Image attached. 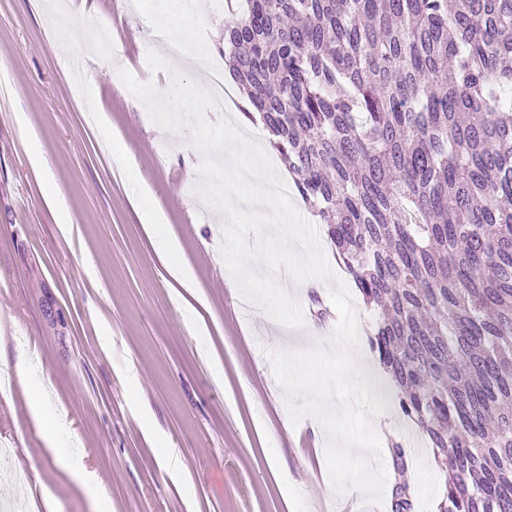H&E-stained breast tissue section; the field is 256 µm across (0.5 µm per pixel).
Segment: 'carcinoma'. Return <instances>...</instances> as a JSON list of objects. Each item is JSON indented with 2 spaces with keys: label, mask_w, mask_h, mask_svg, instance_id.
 Here are the masks:
<instances>
[{
  "label": "carcinoma",
  "mask_w": 512,
  "mask_h": 512,
  "mask_svg": "<svg viewBox=\"0 0 512 512\" xmlns=\"http://www.w3.org/2000/svg\"><path fill=\"white\" fill-rule=\"evenodd\" d=\"M224 60L379 313L439 512H512V0H246Z\"/></svg>",
  "instance_id": "cac0c4a2"
}]
</instances>
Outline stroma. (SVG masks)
<instances>
[{"label": "stroma", "instance_id": "obj_1", "mask_svg": "<svg viewBox=\"0 0 512 512\" xmlns=\"http://www.w3.org/2000/svg\"><path fill=\"white\" fill-rule=\"evenodd\" d=\"M189 28L224 61L225 10L197 0ZM69 22L85 36L107 34L120 57L81 55L91 83L74 79L53 30ZM155 0H0V81L13 90L0 109V496L16 512H351L326 465L333 438L313 415L292 424L270 354L336 349L331 293L347 282L324 224L291 203L318 235L332 272L321 290L298 298L302 322L277 323L239 289L221 253L226 223L194 203L190 168L202 159L191 137L176 140L124 85L172 76L149 33ZM106 114L88 126L86 111ZM162 214L170 260L145 217ZM192 273L191 286L169 264ZM357 347L384 402L385 436L401 440L407 469L389 448L383 502L399 478L414 488L412 512H437L445 477L418 427L405 417L369 340L376 319L348 288ZM25 353L37 380L21 378ZM57 424L47 439L31 418ZM68 449L66 458L48 444Z\"/></svg>", "mask_w": 512, "mask_h": 512}]
</instances>
